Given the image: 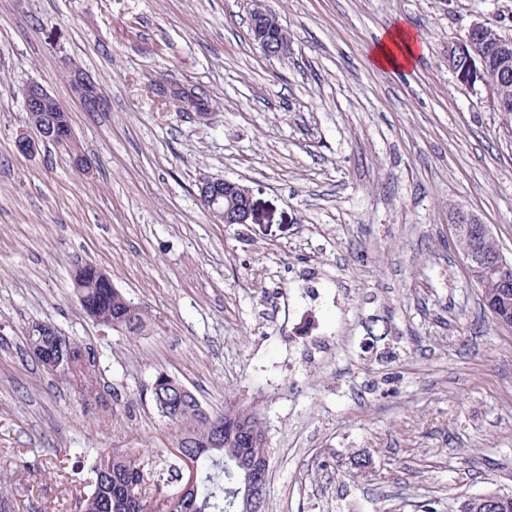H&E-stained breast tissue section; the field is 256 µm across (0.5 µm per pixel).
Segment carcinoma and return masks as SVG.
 <instances>
[{
	"label": "carcinoma",
	"mask_w": 512,
	"mask_h": 512,
	"mask_svg": "<svg viewBox=\"0 0 512 512\" xmlns=\"http://www.w3.org/2000/svg\"><path fill=\"white\" fill-rule=\"evenodd\" d=\"M481 49L487 59V67H498L497 46L512 44V39L501 36L488 26L480 37ZM184 112H206L210 109L203 94L193 92L180 98ZM81 304L85 312L96 322L112 326L116 322L129 334L140 332L144 311L126 299L115 289L86 288ZM40 324H32L26 336L27 346L41 344L43 370L54 365L56 345L63 343L71 348L67 366L56 369L59 376L76 378L87 376L96 366V359L85 356L81 346L64 336L39 335ZM156 380L163 386L151 389V396L158 413L167 419L178 436V444H188L190 459L197 469V480L187 488L180 486L171 496L165 493V484L178 481L179 467L168 465L166 483L151 481L152 463L142 455L128 449L99 455L90 467L92 478L88 489L77 497L75 512H195L201 505L206 512H252L245 508L243 497H236L232 490L240 487L245 465L253 457H269L265 433L259 427L255 414L230 422L224 429V448L204 446L212 424L224 419V414L204 411L194 396L183 390V384L167 374Z\"/></svg>",
	"instance_id": "1"
}]
</instances>
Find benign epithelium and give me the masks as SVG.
Masks as SVG:
<instances>
[{"label": "benign epithelium", "instance_id": "obj_1", "mask_svg": "<svg viewBox=\"0 0 512 512\" xmlns=\"http://www.w3.org/2000/svg\"><path fill=\"white\" fill-rule=\"evenodd\" d=\"M282 24L278 15L257 3L252 9L250 38L260 51L270 57H282L288 53V42L280 37ZM485 29V23L475 21L465 35L448 43L457 55L466 59L461 69L452 70L456 81L469 89L482 88L489 100L497 98L505 87L489 77L481 65L482 54L478 51L474 35ZM73 89L85 108L95 112L103 108L104 98L99 86L82 72H75L72 78ZM52 94L41 83L33 81L24 88V107L29 113L28 125L38 134L33 138L21 133L16 138L17 150L22 154H32L37 150L38 140L53 139L60 135L73 137L70 119L55 123H45L40 113L49 111ZM199 201L210 214L217 216V222L224 224H248L254 217V202L248 187L227 178L209 179L199 187ZM453 237L460 246L466 260L469 279L480 284V279L491 278L501 288L500 299L507 298L512 290V261L496 250L484 252L480 243L491 237L490 225L484 223L478 214L471 210L457 209L451 223Z\"/></svg>", "mask_w": 512, "mask_h": 512}]
</instances>
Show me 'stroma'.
I'll return each mask as SVG.
<instances>
[{
	"label": "stroma",
	"instance_id": "obj_1",
	"mask_svg": "<svg viewBox=\"0 0 512 512\" xmlns=\"http://www.w3.org/2000/svg\"><path fill=\"white\" fill-rule=\"evenodd\" d=\"M263 3L284 57L253 45L252 0H0V487L23 512H73L101 453L169 455L149 393L161 373L210 412L256 413L265 512L512 495V332L448 230L451 208L472 210L512 260V117L448 69L472 22L512 39V0ZM398 19L424 50L377 69L368 49ZM75 66L104 111L75 98ZM32 80L69 110L74 148L17 151ZM159 80L201 88L211 124L158 103ZM207 178L247 186L254 221L214 222ZM79 264L144 309L143 334L88 317ZM35 322L96 354L98 396L43 371Z\"/></svg>",
	"mask_w": 512,
	"mask_h": 512
}]
</instances>
